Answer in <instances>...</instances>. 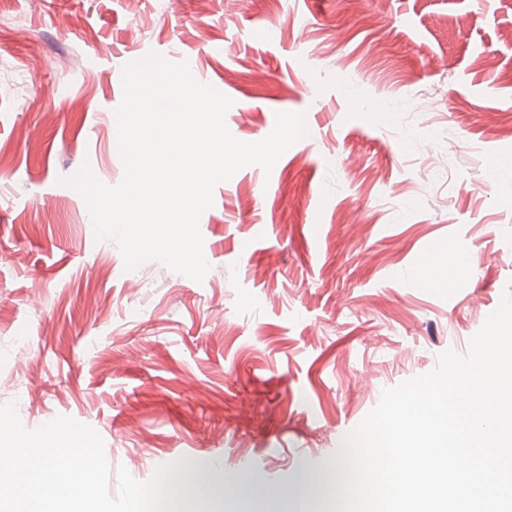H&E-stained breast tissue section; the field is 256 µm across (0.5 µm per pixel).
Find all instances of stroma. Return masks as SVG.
<instances>
[{"instance_id": "obj_1", "label": "stroma", "mask_w": 512, "mask_h": 512, "mask_svg": "<svg viewBox=\"0 0 512 512\" xmlns=\"http://www.w3.org/2000/svg\"><path fill=\"white\" fill-rule=\"evenodd\" d=\"M167 54L257 142L308 134L216 186L197 282L125 271L64 178L124 174L128 60ZM464 244L454 287L420 260ZM512 280V0H0V404L68 416L147 480L172 455L263 512L336 464L383 389L433 370ZM443 249H445V246L436 247L418 264L412 276V282L415 286L422 288H450L452 281L451 277L448 276V269L452 270L456 276L468 272L471 265V256L465 245L459 244L456 246L453 251V262L449 265L442 263L438 259Z\"/></svg>"}]
</instances>
